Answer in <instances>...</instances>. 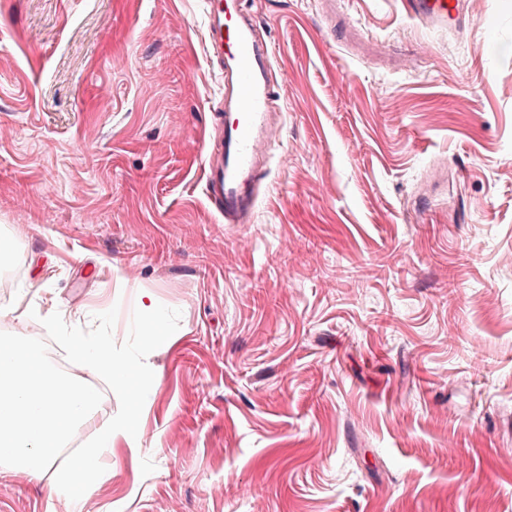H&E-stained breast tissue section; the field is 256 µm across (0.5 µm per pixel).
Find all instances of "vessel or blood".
<instances>
[{
	"label": "vessel or blood",
	"instance_id": "b4317fda",
	"mask_svg": "<svg viewBox=\"0 0 512 512\" xmlns=\"http://www.w3.org/2000/svg\"><path fill=\"white\" fill-rule=\"evenodd\" d=\"M416 24L437 31L468 21V0H402ZM206 40L223 85L219 140L205 156L207 198L228 224H244L256 210L264 160L274 138L273 46L240 0H205Z\"/></svg>",
	"mask_w": 512,
	"mask_h": 512
}]
</instances>
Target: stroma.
Listing matches in <instances>:
<instances>
[{
  "mask_svg": "<svg viewBox=\"0 0 512 512\" xmlns=\"http://www.w3.org/2000/svg\"><path fill=\"white\" fill-rule=\"evenodd\" d=\"M242 6L281 129L227 224L203 0H0V332L180 310L98 512H512V0L445 33L401 0ZM54 484L0 466V512H74Z\"/></svg>",
  "mask_w": 512,
  "mask_h": 512,
  "instance_id": "35a3bbf8",
  "label": "stroma"
}]
</instances>
